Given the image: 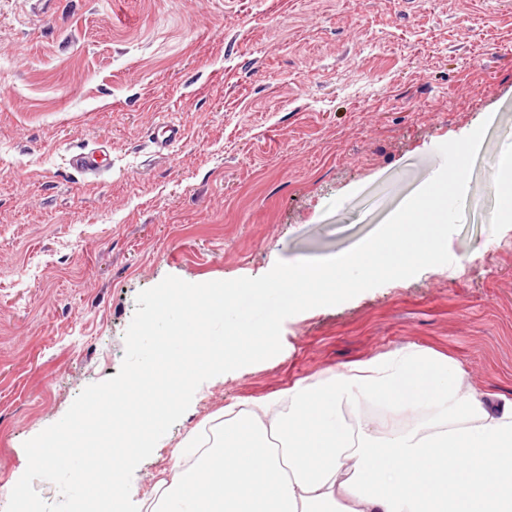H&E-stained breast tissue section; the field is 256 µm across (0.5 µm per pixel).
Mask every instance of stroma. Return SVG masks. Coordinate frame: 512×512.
Wrapping results in <instances>:
<instances>
[{
	"mask_svg": "<svg viewBox=\"0 0 512 512\" xmlns=\"http://www.w3.org/2000/svg\"><path fill=\"white\" fill-rule=\"evenodd\" d=\"M163 120L183 136L159 155ZM483 122L452 264L286 319L278 355L200 385L136 501L224 405L409 344L512 399V223L489 191L512 0H0V500L24 442L118 373L140 291L346 252ZM98 144L99 175L69 167Z\"/></svg>",
	"mask_w": 512,
	"mask_h": 512,
	"instance_id": "obj_1",
	"label": "stroma"
}]
</instances>
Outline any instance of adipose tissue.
<instances>
[{
    "label": "adipose tissue",
    "mask_w": 512,
    "mask_h": 512,
    "mask_svg": "<svg viewBox=\"0 0 512 512\" xmlns=\"http://www.w3.org/2000/svg\"><path fill=\"white\" fill-rule=\"evenodd\" d=\"M153 490L139 512H512V400L410 344L225 405Z\"/></svg>",
    "instance_id": "adipose-tissue-1"
}]
</instances>
